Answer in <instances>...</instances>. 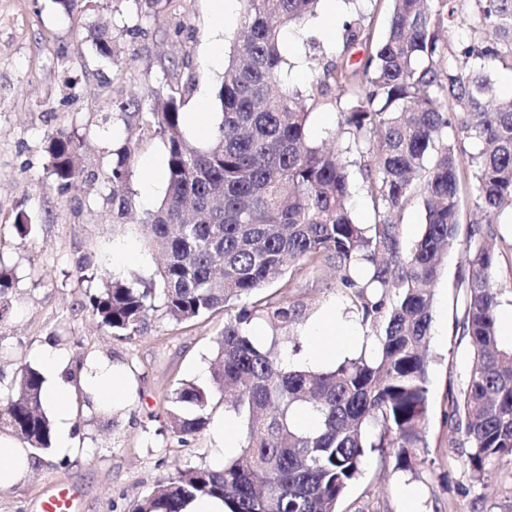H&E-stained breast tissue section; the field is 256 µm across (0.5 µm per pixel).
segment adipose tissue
I'll use <instances>...</instances> for the list:
<instances>
[{
	"instance_id": "adipose-tissue-1",
	"label": "adipose tissue",
	"mask_w": 512,
	"mask_h": 512,
	"mask_svg": "<svg viewBox=\"0 0 512 512\" xmlns=\"http://www.w3.org/2000/svg\"><path fill=\"white\" fill-rule=\"evenodd\" d=\"M305 334L311 346L309 359L319 362L361 346V338L353 329L337 319L335 311L324 312ZM40 363L45 382V405L55 414V448L63 455L74 450L72 433V409L70 405L71 383L67 377V361L64 354L50 346L35 354ZM81 388L86 397L98 406H111L127 399L129 384L119 368L104 360L93 361L82 375ZM31 470V460L25 448L12 436L0 434V489L13 487Z\"/></svg>"
}]
</instances>
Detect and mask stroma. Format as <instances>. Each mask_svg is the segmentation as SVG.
<instances>
[{"instance_id": "35a3bbf8", "label": "stroma", "mask_w": 512, "mask_h": 512, "mask_svg": "<svg viewBox=\"0 0 512 512\" xmlns=\"http://www.w3.org/2000/svg\"><path fill=\"white\" fill-rule=\"evenodd\" d=\"M229 8L221 59L215 62L210 58L215 0H162L142 21L133 0H84L83 10L71 17L60 13L53 0H0V265L14 273L12 288L0 299V384H10L22 367L36 366V349L50 342L65 351L72 374H80L86 360L104 357L131 379L126 401L106 415L75 396L74 454L62 457L52 448L31 452L28 477L0 490V512H35L42 494L58 485L80 488V512H134L176 469L224 462L217 453L222 445L218 429L234 416L226 411L221 393L213 395L209 426L190 445H180L162 417L164 398L176 382L210 384L224 311L177 328L158 309L137 335L121 339L82 308L89 284L80 280L74 261L85 253L111 260L131 249L137 258L121 267L120 275L135 288L154 280L158 256L143 248L134 227H114L110 190L103 181L112 165L113 145L124 135V122L114 119L103 132L98 119L118 97L147 96L190 77L196 87L183 112L196 111L204 98L209 120L217 121L215 96L244 4L231 0ZM319 8L335 9L340 24L363 14L380 37L390 3L321 0ZM97 21L117 34V67L101 68L82 39L85 24ZM339 41V33H325L314 17L301 28L284 31L282 69L290 84L302 86L313 78L306 64L311 45H319L326 59L335 55ZM339 121L334 101L314 106L309 140L346 146L348 136ZM63 124L87 135L85 166L97 175L69 200L57 193L45 152L49 135ZM166 156L160 138L142 136L128 189L136 217L154 209L164 196ZM471 219L467 202L460 217L461 242L468 237ZM20 221L33 226L24 239L15 229ZM481 234L498 253L494 277L502 291L501 305L512 306V215L482 225ZM461 242L449 251L433 284L427 445L417 449L410 471L394 470L379 453H368L341 512H401L405 486L418 490V512H512V460L490 461L482 480H475L465 464L463 439L449 428V403L466 384L472 351L458 327L466 300ZM285 277L286 294L314 299L315 306L291 332L273 327L266 314H259L253 324L263 331L262 346H275L285 362L303 365L305 326L328 309L365 334L333 265L324 264L316 272L290 269Z\"/></svg>"}]
</instances>
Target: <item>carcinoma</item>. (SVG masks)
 I'll use <instances>...</instances> for the list:
<instances>
[{
	"label": "carcinoma",
	"instance_id": "1",
	"mask_svg": "<svg viewBox=\"0 0 512 512\" xmlns=\"http://www.w3.org/2000/svg\"><path fill=\"white\" fill-rule=\"evenodd\" d=\"M232 55L217 93L221 121L204 145L191 143L181 112L193 80L167 86L149 101L114 102L125 137L112 152L106 183L113 223L132 210L126 186L142 133L167 147V188L139 230L164 262L142 288L107 275L91 255L76 261L82 277L103 278L85 308L114 336L139 332L156 298L168 319L188 324L224 310L216 339L213 386L232 395L241 417L240 452L221 467L178 469L136 512H182L198 497H217L226 512H340L368 453L387 452L394 468L412 466L427 447L429 344L433 292L448 249L460 233L463 182L475 224L512 209V97L494 89L491 64L512 67V0H391L388 28L374 39L357 15L343 25L336 55L303 88L282 75L281 37L314 15L319 0H243ZM464 35L449 47V26ZM95 58L118 59L112 31L84 28ZM365 56L351 61L352 51ZM347 95L341 125L352 137L375 223L354 222L346 165L309 141V106ZM478 145L463 167L456 142ZM86 141L59 126L47 141V169L65 197L93 177ZM424 224L408 246L399 220L415 193ZM333 262L339 286L371 327L374 349L326 370L285 365L259 346L249 325L260 306L251 296L281 280L289 262L313 270ZM498 255L471 229L464 250L467 289L458 322L473 356L464 388L452 398V433L464 438L466 465L480 480L495 458H512V346L497 336ZM308 302L283 295L267 310L279 325L299 322ZM40 371L23 367L0 392V427L28 448L51 446ZM167 429L182 445L200 435L213 411L210 388L181 380L164 398ZM315 418L309 429L298 409ZM382 423L375 434L372 420Z\"/></svg>",
	"mask_w": 512,
	"mask_h": 512
}]
</instances>
